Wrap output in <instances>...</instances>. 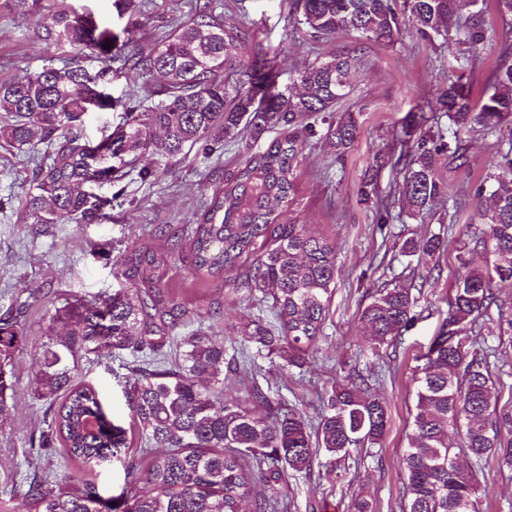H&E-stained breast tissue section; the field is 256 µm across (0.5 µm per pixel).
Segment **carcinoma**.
I'll list each match as a JSON object with an SVG mask.
<instances>
[{"instance_id": "carcinoma-1", "label": "carcinoma", "mask_w": 512, "mask_h": 512, "mask_svg": "<svg viewBox=\"0 0 512 512\" xmlns=\"http://www.w3.org/2000/svg\"><path fill=\"white\" fill-rule=\"evenodd\" d=\"M16 17L34 18L43 40L69 48L72 58L37 72L0 79V144L19 150L45 143L51 162L33 172L23 206L28 224H63L94 213L91 185L112 181L119 160L146 180L155 170L141 165L164 137V166L197 149L205 155L231 137L242 124L254 138L272 128L280 133L266 147L247 153L224 176L210 201L197 214L189 234L192 277L222 279L246 268L236 283L249 293L271 299V320L255 318L236 329L241 343L267 351L285 366L301 367L319 349L336 280V248L326 237L287 218L296 198L294 171L317 119L348 96L352 72L361 64L353 50L341 48L324 60L301 68L292 86H279L271 61L257 55L248 65V86L231 85L229 73L243 65L249 41L243 27L226 26L211 0L156 42L124 59V69L149 89L146 102L125 108L123 122L94 144L83 134L84 117L113 107L102 89L112 72V47L133 44L141 28L137 0H115L128 14L118 35L102 27L90 12L79 13L67 0H5ZM486 0H295L299 23L314 34L352 30L377 41L394 42L412 26L422 39L447 38L457 15L471 9L464 22L472 43L486 38L481 16ZM86 50L102 67L80 64ZM491 91L473 103L462 80L426 102L432 113L413 116L404 131L407 151L400 153L404 177L397 193L413 211H460L479 200L485 229L473 233L470 251L494 257L483 268L465 269L448 303V316L431 339L415 376V412L409 448L402 457L406 497L402 512H476L478 472L488 459L512 470V413L496 410L488 353L478 336L480 321H496L498 346L512 350V148L499 154L498 173L482 178L473 196L448 202L437 164L445 156L464 165L463 134L476 126L493 131L512 125V64L490 73ZM448 117L451 129L441 126ZM353 117L328 125L326 140L343 152L357 139ZM372 203L377 223L390 220V204L370 178L360 189ZM438 236L406 239L407 256L434 257L442 250ZM158 259L134 248L115 265L130 285L97 305L76 300L48 313L44 340L30 355L32 398L47 404V429L38 448L59 446L70 465L105 462L130 448L127 428L112 419L99 389L77 380L78 356L105 349L124 351L136 364L128 367L124 395L130 416L147 444V467L129 457V492L104 498L92 482L75 477L53 480L33 475L24 492L29 512H243L255 483L269 495L253 500L252 512H276L286 477L307 473L319 453L345 460L384 436L387 412L370 392L371 375L356 372L321 396L316 424L299 411L274 406L256 384L248 401L224 399V376L253 378L245 364L226 355L208 328L172 335L192 322L194 313L167 297L154 281ZM415 283L382 288L361 308L359 319L371 331L372 350L392 346L414 326ZM69 332L62 336L55 324ZM25 328L10 315L0 316V414L14 397V359L25 349Z\"/></svg>"}]
</instances>
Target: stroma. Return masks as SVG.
Here are the masks:
<instances>
[{
	"label": "stroma",
	"mask_w": 512,
	"mask_h": 512,
	"mask_svg": "<svg viewBox=\"0 0 512 512\" xmlns=\"http://www.w3.org/2000/svg\"><path fill=\"white\" fill-rule=\"evenodd\" d=\"M216 2L225 23L251 29L254 47L274 61L281 84H288L296 69L329 57L336 49L356 48L362 56L349 96L325 116L334 122L352 114L358 126L356 141L340 156L323 138H313L296 171L295 217L336 246L338 273L324 337L318 352L300 368L280 369L262 351L253 358L259 368L257 383L272 387L282 407L298 408L310 422H317L323 408L320 395L341 377L344 364L378 374L373 390L390 409L381 443L360 449L334 475H327V459L322 456L314 462L310 476L289 477L287 512H349L358 496L371 502L373 512H400V461L411 432L418 357L447 315L464 262L475 267L484 262L482 254L462 248L483 219L480 205L473 201L455 214L396 215L379 225L361 202L359 189L364 175L370 173L381 194L395 192L403 179L396 160L407 122L439 89L460 74L475 95H482L490 70L503 61L512 63V16L500 13L495 0H488L487 39L474 45L455 30L444 47L423 40L411 27L391 44L360 39L353 31L316 37L298 23L284 0ZM146 3L138 42L142 48L185 16L196 0ZM54 55L34 19L15 17L0 4V78L39 71ZM464 59L475 60L474 69L459 70L458 63ZM466 138L467 166L458 168L444 160L438 166L452 199L472 193L499 152L512 147V128L489 133L477 127ZM249 139L248 129L242 128L234 138L224 140L216 153L188 154L153 181H141L131 172L121 187L96 186L95 194L109 201L103 210L76 223L42 226L20 220L41 149L25 152L0 147V315L12 312L26 327L28 347H36L42 341L47 310L77 298L96 300L123 286L114 261L135 243L159 258L155 272L159 285L183 299L198 323L212 328L217 340L234 345V327L258 313L254 296L230 283L205 287L193 282L188 259L170 255L169 248L186 241L201 206L223 185L225 173L243 160ZM450 228L455 241L441 253L435 270L399 252L404 239L443 234ZM414 277L423 281L416 294L421 319L404 334L396 353L372 356L369 333L357 315L363 295L409 283ZM217 308L222 311L218 317L213 314ZM128 359L125 353H92L80 361L77 371L78 379L101 390L106 406L124 425L130 422L122 384ZM14 368L15 399L8 416L0 420V500L10 502L15 512H24L21 479L36 461L29 439L44 426L45 406L29 394L28 355H17ZM125 461V454H118L111 461L84 468L81 476L95 482L104 496H119L126 488ZM480 482L479 512H512V471L488 460Z\"/></svg>",
	"instance_id": "35a3bbf8"
}]
</instances>
